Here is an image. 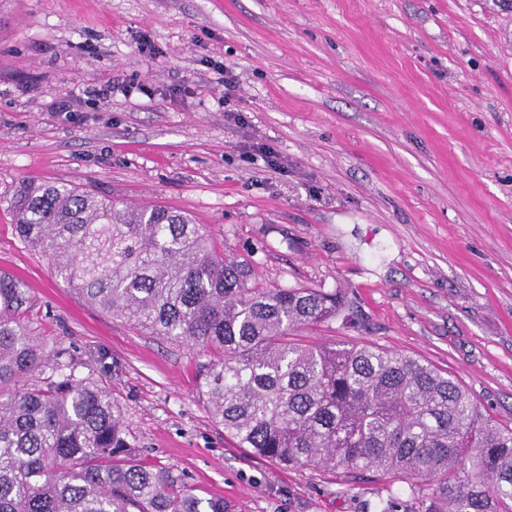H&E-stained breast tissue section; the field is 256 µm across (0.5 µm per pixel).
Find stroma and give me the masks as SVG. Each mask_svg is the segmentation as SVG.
<instances>
[{"instance_id": "stroma-1", "label": "stroma", "mask_w": 512, "mask_h": 512, "mask_svg": "<svg viewBox=\"0 0 512 512\" xmlns=\"http://www.w3.org/2000/svg\"><path fill=\"white\" fill-rule=\"evenodd\" d=\"M22 179L188 213L259 281L363 322L308 341L428 361L512 427V0H0V271L32 335L227 512H411L402 482L236 447L199 395L208 353L90 306L19 240Z\"/></svg>"}]
</instances>
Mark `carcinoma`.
Segmentation results:
<instances>
[{"mask_svg":"<svg viewBox=\"0 0 512 512\" xmlns=\"http://www.w3.org/2000/svg\"><path fill=\"white\" fill-rule=\"evenodd\" d=\"M15 231L89 305L172 344L214 355L199 374L212 420L238 447L289 468L366 473L409 487L414 512H512V427L457 381L373 344L311 343L340 317L323 288H270L201 224L63 182L19 183ZM0 272V512H224L132 459L110 391L45 354ZM47 387L19 389L44 369Z\"/></svg>","mask_w":512,"mask_h":512,"instance_id":"1","label":"carcinoma"}]
</instances>
